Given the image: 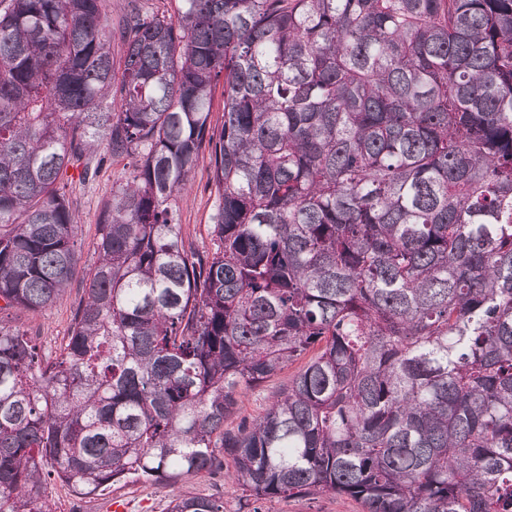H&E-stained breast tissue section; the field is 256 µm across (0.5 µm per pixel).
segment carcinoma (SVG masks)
<instances>
[{
  "instance_id": "obj_1",
  "label": "carcinoma",
  "mask_w": 512,
  "mask_h": 512,
  "mask_svg": "<svg viewBox=\"0 0 512 512\" xmlns=\"http://www.w3.org/2000/svg\"><path fill=\"white\" fill-rule=\"evenodd\" d=\"M104 2L0 0L5 307L75 276L68 170L132 158L59 352L0 322V512L225 455L256 503L512 512V0ZM205 153L201 251L173 201ZM306 361L307 359L296 362L259 385L244 390L234 415L224 422V429L235 427L241 419L252 420L262 414L272 397L288 384V379L296 374Z\"/></svg>"
}]
</instances>
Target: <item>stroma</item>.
I'll return each mask as SVG.
<instances>
[{
    "label": "stroma",
    "instance_id": "stroma-1",
    "mask_svg": "<svg viewBox=\"0 0 512 512\" xmlns=\"http://www.w3.org/2000/svg\"><path fill=\"white\" fill-rule=\"evenodd\" d=\"M127 160L123 157L106 158L99 175L85 183H75L72 199L80 219L81 230L77 241L80 266L93 264L95 242L98 237V217L103 204L112 195V184L123 176ZM177 218L187 237L196 246L210 243V227L216 211L217 198L209 182V161L201 159L194 173L192 187L175 200ZM81 296L79 282L70 288L48 309L32 312L13 308L0 312V323L26 332L42 352L59 351L68 334L71 315ZM298 371L297 366L285 368L259 385L245 390L239 399L227 427H235L241 419H254L263 413L272 397L287 385ZM177 494L214 495L224 501V512H252L253 499L239 483L225 479L223 470L213 473L182 476L177 483L146 486L131 483L115 485L104 496L94 500L77 497L67 486L54 481L48 486V495L57 512H166L171 498ZM262 512H362L352 499L332 495L313 494L297 498H279L262 502Z\"/></svg>",
    "mask_w": 512,
    "mask_h": 512
}]
</instances>
